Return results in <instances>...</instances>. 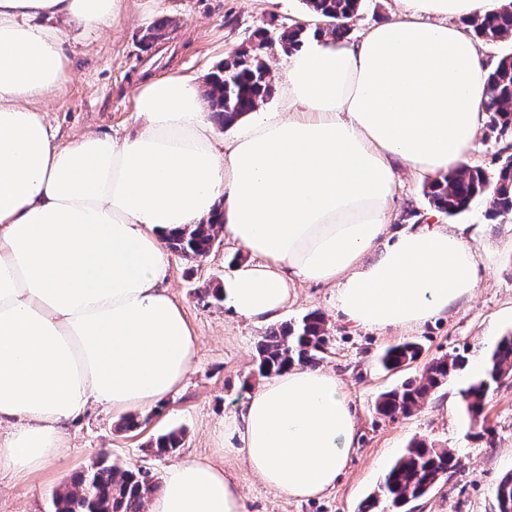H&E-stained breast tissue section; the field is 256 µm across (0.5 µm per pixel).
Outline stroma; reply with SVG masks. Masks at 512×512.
I'll use <instances>...</instances> for the list:
<instances>
[{
	"instance_id": "obj_1",
	"label": "stroma",
	"mask_w": 512,
	"mask_h": 512,
	"mask_svg": "<svg viewBox=\"0 0 512 512\" xmlns=\"http://www.w3.org/2000/svg\"><path fill=\"white\" fill-rule=\"evenodd\" d=\"M305 13L302 0H127L124 15L111 26L70 30L64 46L69 79L46 105L47 120L65 141L89 131L123 137L142 122L135 92L144 78L177 71L207 92L208 74L226 55L248 46L257 28L300 20ZM159 21L167 24L166 38L145 50L142 36ZM426 182V176L401 169L388 239L414 224L447 223V216L430 209ZM487 209L480 199L455 218L459 224L485 225L476 248L486 277L471 296L415 330L352 327L336 306L335 289L297 284L296 298L280 319L294 322L312 311L324 316L331 340L321 366L336 373L358 409L357 438L334 489L310 500H293L266 487L242 459L224 454V417L242 402L256 344L270 326L237 318L223 304L205 298V291L221 288L231 260L250 257L245 248L220 237L205 258L168 255L165 287L199 340L183 388L147 410V422L131 431L100 409L81 413L70 424L66 448L40 472L0 474V512H52L53 492L101 454L119 465L146 462L160 476L185 458L208 461L236 482L245 512H359L387 467L415 439L453 449L460 466L416 502L412 512H492L495 488L512 472V376L490 392L481 424H469L460 413L459 391L468 380L464 373L411 416L391 419L375 411L382 392L418 375L433 358L465 347L471 363H479L497 336L512 331V219L490 221ZM405 341L421 345L417 362L400 372L381 369L379 354ZM174 428L185 434L182 447L169 456H152L149 441Z\"/></svg>"
}]
</instances>
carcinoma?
Listing matches in <instances>:
<instances>
[{"instance_id": "1", "label": "carcinoma", "mask_w": 512, "mask_h": 512, "mask_svg": "<svg viewBox=\"0 0 512 512\" xmlns=\"http://www.w3.org/2000/svg\"><path fill=\"white\" fill-rule=\"evenodd\" d=\"M308 20L292 21L281 27H261L254 31L248 46L224 58L207 77V92L215 121L222 127L232 125L248 112L256 111L274 92L268 51L275 46L295 52L312 38L347 37L350 26L341 20L356 15L360 0H303ZM474 31L477 44L497 45L512 39V0L494 12L465 21ZM486 89L492 100L487 110L488 128L499 138L512 134V52L499 56L487 69ZM425 196L435 211L455 216L476 199L488 203L492 220L512 216V153L499 156L493 174L479 166L451 171L427 182ZM217 220L190 224L170 236L167 246L186 258H203L213 249ZM329 344L325 320L310 312L296 323L286 322L273 328L256 346V371L270 377L291 365L315 367L322 361ZM416 342H403L386 348L379 363L387 370L401 368L419 357ZM470 361L469 350H455L428 363L420 375L400 387L382 393L376 401L377 413L393 418L411 414L463 371ZM512 375V333L498 337L488 348L482 371L459 391L461 407L470 422L484 414L490 391ZM184 433L172 429L158 435L150 448L156 456L175 452L183 445ZM459 464L449 448H436L418 440L386 472L378 491L395 512L412 501L425 497L434 486ZM160 486L159 478L146 466L121 467L100 456L77 472L64 489L52 496L54 512H146L150 497ZM494 512H512V472L499 481Z\"/></svg>"}]
</instances>
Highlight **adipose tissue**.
I'll use <instances>...</instances> for the list:
<instances>
[{
  "instance_id": "ef3b65f1",
  "label": "adipose tissue",
  "mask_w": 512,
  "mask_h": 512,
  "mask_svg": "<svg viewBox=\"0 0 512 512\" xmlns=\"http://www.w3.org/2000/svg\"><path fill=\"white\" fill-rule=\"evenodd\" d=\"M399 2L358 40L290 54L280 110L243 115L224 139L194 81L171 73L138 86L135 133L63 141L37 102L68 76L70 28L114 23L125 0H0V469H41L88 408L128 416L183 384L197 338L162 287L166 246L213 214L250 253L225 276L224 305L256 324L299 281L335 287L347 322L384 330L419 327L477 287L469 225L383 238L398 165L435 178L471 164L486 68L463 21L495 0ZM356 431L336 374L294 365L225 416L224 453L306 500L335 487ZM150 512L244 504L223 469L186 459Z\"/></svg>"
}]
</instances>
